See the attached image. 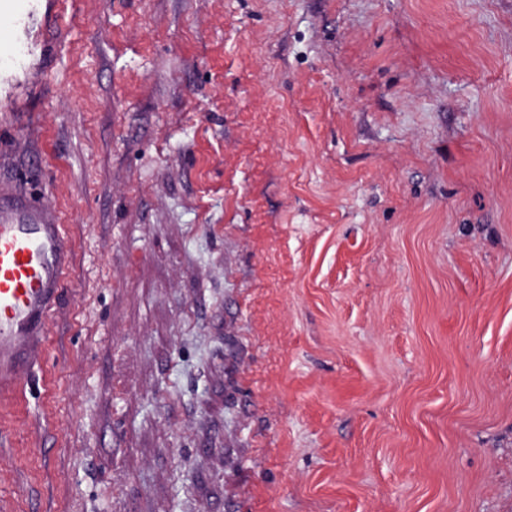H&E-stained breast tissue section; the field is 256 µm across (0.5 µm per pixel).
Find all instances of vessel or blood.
<instances>
[{"instance_id": "b4317fda", "label": "vessel or blood", "mask_w": 512, "mask_h": 512, "mask_svg": "<svg viewBox=\"0 0 512 512\" xmlns=\"http://www.w3.org/2000/svg\"><path fill=\"white\" fill-rule=\"evenodd\" d=\"M56 0H0V73L26 70L34 53L27 22L51 17ZM67 261L63 232L40 207L0 201V392L25 387L45 339Z\"/></svg>"}]
</instances>
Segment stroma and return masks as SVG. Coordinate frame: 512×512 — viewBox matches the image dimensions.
<instances>
[{"instance_id": "stroma-1", "label": "stroma", "mask_w": 512, "mask_h": 512, "mask_svg": "<svg viewBox=\"0 0 512 512\" xmlns=\"http://www.w3.org/2000/svg\"><path fill=\"white\" fill-rule=\"evenodd\" d=\"M0 196L69 250L0 512H512V0H66Z\"/></svg>"}]
</instances>
